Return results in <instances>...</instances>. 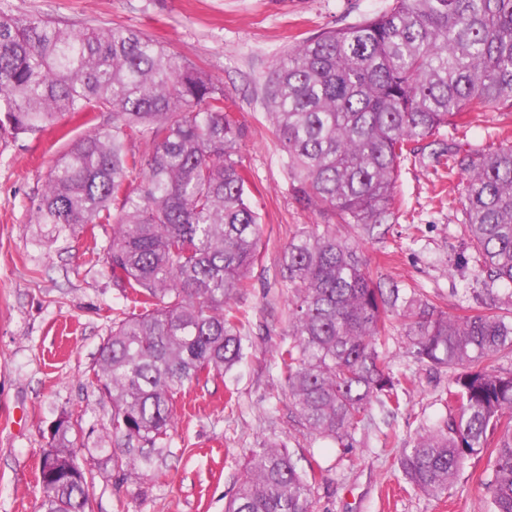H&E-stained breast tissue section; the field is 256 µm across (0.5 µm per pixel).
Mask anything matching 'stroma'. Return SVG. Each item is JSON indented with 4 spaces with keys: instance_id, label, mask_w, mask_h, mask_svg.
<instances>
[{
    "instance_id": "obj_1",
    "label": "stroma",
    "mask_w": 512,
    "mask_h": 512,
    "mask_svg": "<svg viewBox=\"0 0 512 512\" xmlns=\"http://www.w3.org/2000/svg\"><path fill=\"white\" fill-rule=\"evenodd\" d=\"M392 0H0V8L72 28L118 24L143 31L220 82L243 125L241 161L261 215L260 254L252 286L240 298L250 313L253 346L224 377L190 385L175 403L169 454L143 487L119 484L103 454L112 445V405L94 369L126 301L103 263L90 259L108 237L35 223L31 201L69 145L90 132L82 113L35 135L0 138V512H41L40 463L50 428L68 414L80 465L93 474L94 512H224L251 451L279 443L300 463L316 459L323 477L314 512H490L484 482L493 460H466L446 501L404 492L401 448L445 417L447 372L426 370L407 350L403 329L386 349L395 370L415 383L398 414L372 407L353 447L309 434L295 420L278 363L288 343V290L279 265L296 225L329 218L294 197L267 114L263 88L283 51L321 31L389 8ZM468 131L448 125L402 162L394 189L397 214L372 238L340 224L375 279L419 288L449 315L480 311V283L462 233L458 202L439 156L448 144L485 152L506 140L500 112L468 115Z\"/></svg>"
}]
</instances>
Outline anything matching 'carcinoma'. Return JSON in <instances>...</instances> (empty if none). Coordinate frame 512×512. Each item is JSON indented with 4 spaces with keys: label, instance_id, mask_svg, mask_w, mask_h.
<instances>
[{
    "label": "carcinoma",
    "instance_id": "cac0c4a2",
    "mask_svg": "<svg viewBox=\"0 0 512 512\" xmlns=\"http://www.w3.org/2000/svg\"><path fill=\"white\" fill-rule=\"evenodd\" d=\"M265 103L296 198L370 236L394 217L400 163L465 112L512 114V0H393L381 14L307 38L280 57ZM69 112L88 122L33 202L37 224L112 227L104 265L139 311L121 312L95 379L112 401L119 482L154 480L173 401L244 354L248 312L237 304L259 255L261 216L241 158L242 124L224 89L153 38L122 26L76 30L0 9V131L36 134ZM149 146L146 155L129 148ZM462 174L460 224L473 249L484 311L450 316L416 289L376 280L359 247L333 224L295 230L280 264L290 340L278 351L292 414L311 434L349 447L376 403L401 406L410 379L385 347L390 315L416 362L448 371L456 410L403 449L407 484L452 494L464 461L494 456L490 512H512V311L495 285L512 284V144L454 145ZM60 416L43 452L42 512H93L91 473L76 460ZM313 465L290 449L251 452L224 512H312Z\"/></svg>",
    "mask_w": 512,
    "mask_h": 512
}]
</instances>
